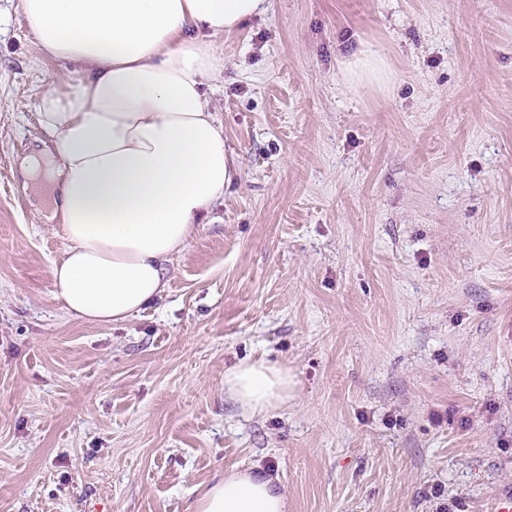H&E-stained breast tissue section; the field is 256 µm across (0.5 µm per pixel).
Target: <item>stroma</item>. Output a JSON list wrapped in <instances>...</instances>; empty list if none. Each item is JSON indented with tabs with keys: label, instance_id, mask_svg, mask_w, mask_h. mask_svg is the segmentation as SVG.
<instances>
[{
	"label": "stroma",
	"instance_id": "obj_1",
	"mask_svg": "<svg viewBox=\"0 0 512 512\" xmlns=\"http://www.w3.org/2000/svg\"><path fill=\"white\" fill-rule=\"evenodd\" d=\"M205 92L239 177L120 324L71 317L20 161L72 64L0 0V512H188L259 469L288 512H488L512 487V0H269ZM368 49L389 89L342 85ZM298 380L243 413L224 370Z\"/></svg>",
	"mask_w": 512,
	"mask_h": 512
}]
</instances>
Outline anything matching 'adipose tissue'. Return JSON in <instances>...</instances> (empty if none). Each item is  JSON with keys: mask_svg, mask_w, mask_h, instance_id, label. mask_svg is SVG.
<instances>
[{"mask_svg": "<svg viewBox=\"0 0 512 512\" xmlns=\"http://www.w3.org/2000/svg\"><path fill=\"white\" fill-rule=\"evenodd\" d=\"M35 51L73 63L49 87L38 122L54 145L20 167L46 181L69 246L52 269L54 296L75 318L119 323L154 303L201 215L231 188L238 163L206 97L224 73L216 39L264 15L269 0H20ZM386 61L363 50L346 64L348 90L387 87ZM287 367L242 360L224 393L261 414L294 398ZM191 512H288L286 493L252 470L217 477Z\"/></svg>", "mask_w": 512, "mask_h": 512, "instance_id": "1", "label": "adipose tissue"}]
</instances>
